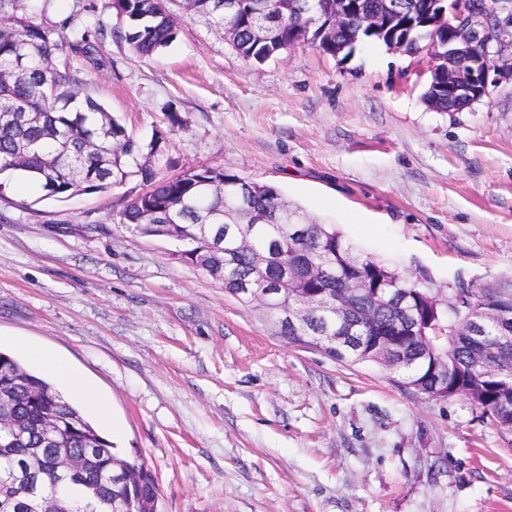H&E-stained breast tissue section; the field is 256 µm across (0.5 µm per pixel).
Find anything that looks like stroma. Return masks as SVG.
<instances>
[{"label": "stroma", "instance_id": "stroma-1", "mask_svg": "<svg viewBox=\"0 0 512 512\" xmlns=\"http://www.w3.org/2000/svg\"><path fill=\"white\" fill-rule=\"evenodd\" d=\"M56 62L149 154L160 176L218 167L277 187L359 253L447 294L512 279V84L460 112L424 98L428 62L303 43L243 59L194 17L153 58L84 31L111 0H34ZM131 176L66 201L0 200V351L43 346L108 401L116 453L155 476L158 512H512V427L463 396L432 399L374 363L290 342L120 214Z\"/></svg>", "mask_w": 512, "mask_h": 512}]
</instances>
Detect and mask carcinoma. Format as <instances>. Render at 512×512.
<instances>
[{
	"instance_id": "carcinoma-1",
	"label": "carcinoma",
	"mask_w": 512,
	"mask_h": 512,
	"mask_svg": "<svg viewBox=\"0 0 512 512\" xmlns=\"http://www.w3.org/2000/svg\"><path fill=\"white\" fill-rule=\"evenodd\" d=\"M363 13L336 19V0H278L271 13L224 12V0H185V14L208 18L216 27L230 33L233 48L244 59L264 62L293 46L299 21L311 25V36L318 39L317 49L330 56H350L360 20L384 10V0H361ZM408 12L418 21L407 46L412 54H421L432 63L425 98L440 112H461L465 104L448 101L446 80L438 68L447 58L448 18L430 14L427 0H406ZM112 8L122 18V25L110 31L125 41L141 57H150L173 41L178 31V17L168 0H112ZM63 40L53 37V30L34 21L21 0H0V174L10 173L17 180L31 181L44 198L63 201L73 194L105 191L121 184L133 174L141 177L146 190L133 198L120 213V223L155 224L156 212L172 209L179 223L170 226L171 234L194 248L186 252L193 259L201 244L195 239L196 225L210 223L212 214L238 207L237 194H247L248 208L239 222L255 226V245L276 247L289 259L328 270L320 279H303L298 294L319 298L327 289L338 291L351 287L354 279L365 281L369 292L353 300L359 316L372 315L377 328L395 323L394 313L373 301V291H392L408 297L412 308L414 334L399 342L394 373L403 380L420 385L428 395L443 382L448 393L467 396L470 386L478 388L477 406L496 423L512 426V324L500 326L488 322L489 336H506L509 342L493 357L478 364L480 350L465 336V330L479 314L498 305L512 303V279L488 281L474 290L452 288L447 299H435L425 283L410 273L365 257L354 251L332 224L306 216L299 207L286 201L269 184L247 180L218 168L188 170L174 178H160L150 158L129 169V161L140 153L139 144L100 104L91 98L78 102L79 78L67 67L55 63ZM203 180L224 184V191L207 194L200 187ZM282 207L295 216V224L269 221ZM224 252L231 255L224 269L208 274L224 282V289L237 294L250 278L251 258L234 249L224 239ZM288 339L318 347L337 361L372 362L373 336H366L353 348L314 343L306 340L298 328H281ZM0 393L9 396L11 414L19 425L13 448L0 453V475L24 471L32 456L55 441L73 453L86 448L98 449L100 461L86 477L74 480L51 469L41 472L34 494L49 499L56 487L72 493L66 500L71 512H85L92 503L98 509L112 508V501L125 504L131 512H156L159 487L145 463L138 464L140 474L132 485L118 480L116 473L133 462L118 456L112 442L104 438L81 411L70 404L47 379L32 373L13 356L0 352ZM59 421L60 430L46 433L44 418Z\"/></svg>"
}]
</instances>
